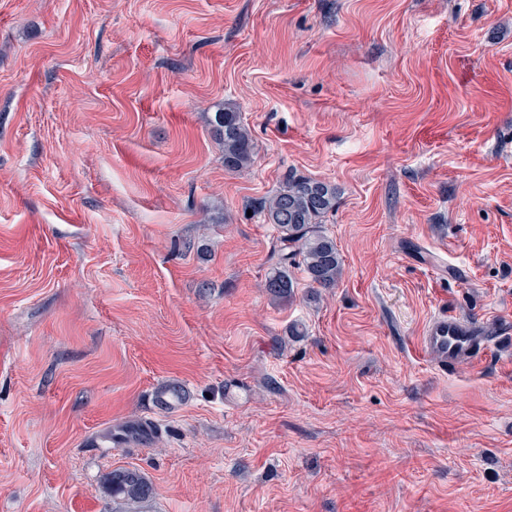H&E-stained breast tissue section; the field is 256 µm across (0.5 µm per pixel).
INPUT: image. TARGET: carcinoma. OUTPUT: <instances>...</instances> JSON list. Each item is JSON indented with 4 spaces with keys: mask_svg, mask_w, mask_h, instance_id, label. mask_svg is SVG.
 Here are the masks:
<instances>
[{
    "mask_svg": "<svg viewBox=\"0 0 512 512\" xmlns=\"http://www.w3.org/2000/svg\"><path fill=\"white\" fill-rule=\"evenodd\" d=\"M214 132L224 147V168L240 172L251 166L254 142L241 113L230 104L214 113ZM338 192L328 181L303 176H288L273 195L260 203L265 221L277 232L275 267L264 283L265 292L275 301H288L294 282L288 267L303 269L311 288L336 287L343 273V260L336 242L321 224L336 211ZM186 393L174 382L162 385L156 393V406L171 410L184 402ZM107 490L112 499L136 509L153 494L151 483L137 470L119 468L112 471Z\"/></svg>",
    "mask_w": 512,
    "mask_h": 512,
    "instance_id": "cac0c4a2",
    "label": "carcinoma"
}]
</instances>
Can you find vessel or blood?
<instances>
[{
  "mask_svg": "<svg viewBox=\"0 0 512 512\" xmlns=\"http://www.w3.org/2000/svg\"><path fill=\"white\" fill-rule=\"evenodd\" d=\"M486 344L485 331L480 324L448 311L430 318L422 338L423 350L443 371L471 359Z\"/></svg>",
  "mask_w": 512,
  "mask_h": 512,
  "instance_id": "vessel-or-blood-1",
  "label": "vessel or blood"
}]
</instances>
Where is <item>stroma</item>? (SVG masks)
Returning a JSON list of instances; mask_svg holds the SVG:
<instances>
[{"label":"stroma","mask_w":512,"mask_h":512,"mask_svg":"<svg viewBox=\"0 0 512 512\" xmlns=\"http://www.w3.org/2000/svg\"><path fill=\"white\" fill-rule=\"evenodd\" d=\"M291 174L343 275L278 302ZM441 309L512 329V0H0V512H512V341L441 371ZM214 132L224 147V168L230 172L248 169L253 163L254 142L241 112L230 104L214 112ZM186 399L183 388L174 382L162 385L156 393V406L162 410L174 409ZM107 490L112 494V500L121 501L128 509L138 508L153 494L151 483L139 471L128 468L112 471Z\"/></svg>","instance_id":"35a3bbf8"}]
</instances>
